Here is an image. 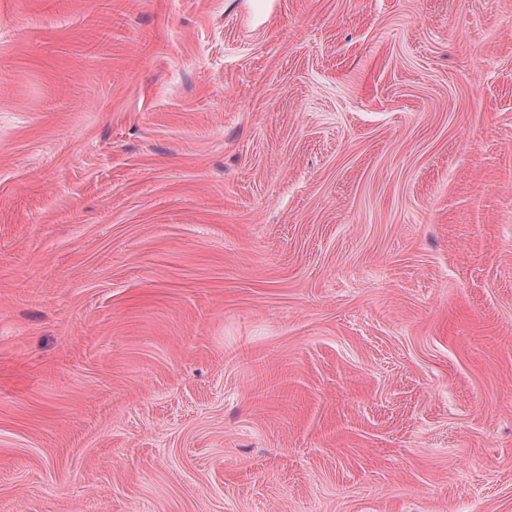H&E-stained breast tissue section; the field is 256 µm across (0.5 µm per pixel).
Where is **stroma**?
<instances>
[{
    "label": "stroma",
    "instance_id": "obj_1",
    "mask_svg": "<svg viewBox=\"0 0 512 512\" xmlns=\"http://www.w3.org/2000/svg\"><path fill=\"white\" fill-rule=\"evenodd\" d=\"M0 512H512V0H0Z\"/></svg>",
    "mask_w": 512,
    "mask_h": 512
}]
</instances>
